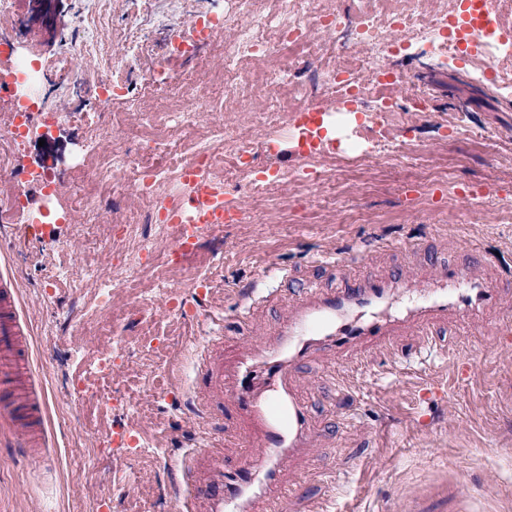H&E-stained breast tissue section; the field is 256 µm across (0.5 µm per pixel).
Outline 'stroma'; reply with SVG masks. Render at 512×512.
<instances>
[{"instance_id":"35a3bbf8","label":"stroma","mask_w":512,"mask_h":512,"mask_svg":"<svg viewBox=\"0 0 512 512\" xmlns=\"http://www.w3.org/2000/svg\"><path fill=\"white\" fill-rule=\"evenodd\" d=\"M93 0H59L53 17L17 0L22 29L14 51L44 66L38 86L45 110H63L51 143L0 153V199L42 166L65 170L59 199L28 200L27 212L44 206L74 213L54 234L23 238L0 223V268L10 271L32 331L31 356L46 402L49 463L43 464L0 436V512H168L182 483L173 464L196 429L187 404L181 365L201 338L208 311L223 310L236 330L245 288H263L270 265L309 268L322 253L361 248L377 265H391L387 245L433 242L444 249L474 245L496 269L512 272V93L465 73L397 36L391 68L430 92L421 112L360 111L336 115V146L316 158L319 184L302 182L303 161L264 178L271 158L263 140L295 117L260 114L249 94L233 110L201 115L197 124L174 127L167 112L195 108L199 95L221 97L222 42L190 56L169 57L165 46L189 15L223 19L229 0H109L92 20ZM138 27L147 51L135 61L114 58L113 45ZM70 54L85 86L75 95L47 62ZM122 76L128 97L103 101L99 82ZM234 132L248 155L230 189L248 219L198 232L194 250L177 265L139 271L129 288L115 292L98 312L96 285L86 265L107 271L114 254L104 248L117 224L142 223L150 206L134 194L104 216L85 211L83 199L100 182L79 170L77 157L93 149H121L143 164L162 167L209 146L221 162L236 156L212 138L211 128ZM264 179L261 193L251 183ZM69 266L82 286H46L57 267ZM209 281L200 297L186 271ZM170 285V306H156L143 323L144 297ZM512 316V302L466 326L449 320L445 349L416 359L423 337L401 332L356 345L342 358L308 362L295 382L305 392L316 433L314 447L286 463L277 482L254 502L269 500L283 512H512V335L490 328ZM125 328L123 357L108 376L89 371L109 350L112 324ZM82 360L69 359L70 350ZM111 392V405L100 394ZM29 483L28 497L13 493ZM466 483L457 503L447 493Z\"/></svg>"}]
</instances>
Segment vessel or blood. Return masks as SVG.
<instances>
[{
	"label": "vessel or blood",
	"mask_w": 512,
	"mask_h": 512,
	"mask_svg": "<svg viewBox=\"0 0 512 512\" xmlns=\"http://www.w3.org/2000/svg\"><path fill=\"white\" fill-rule=\"evenodd\" d=\"M476 27L497 25L493 0H466ZM301 134L293 155H318L330 139L320 116L300 113ZM193 191L179 207L166 213L169 224L188 225L197 233L208 224H225L241 209L232 192L202 179L197 170L186 173ZM403 263L387 272L376 271L369 255L354 252L343 259L320 260L317 273L269 267L275 282L265 294L249 292L240 316L284 299L285 315L269 338L256 341L248 333L225 334L212 329L196 345L191 362L192 388L200 435L180 466L185 486L183 512H196L206 502L208 512H240L243 503L277 481L286 457L310 447V414L295 387V374L315 356L347 352L352 344L408 330L431 333L436 322L455 314L466 321L498 307L512 297V275L478 269V258L442 262L423 256L418 246L402 247ZM417 271L425 283L420 301L395 314L385 308L408 273ZM30 326L24 319L12 275L0 272V424L7 426L28 455L45 457L44 405L30 369ZM242 448L243 456L226 458L225 441ZM208 461L223 479H201L199 464Z\"/></svg>",
	"instance_id": "1"
}]
</instances>
